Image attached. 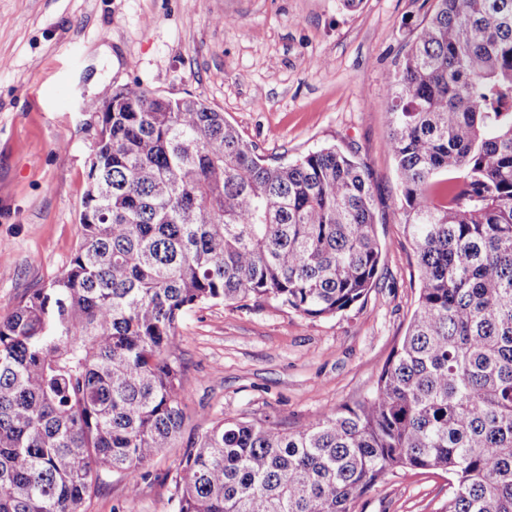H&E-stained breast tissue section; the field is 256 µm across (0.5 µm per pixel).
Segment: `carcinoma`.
I'll list each match as a JSON object with an SVG mask.
<instances>
[{"label":"carcinoma","mask_w":512,"mask_h":512,"mask_svg":"<svg viewBox=\"0 0 512 512\" xmlns=\"http://www.w3.org/2000/svg\"><path fill=\"white\" fill-rule=\"evenodd\" d=\"M386 145L420 282L375 392L290 430L223 418L187 446L176 512H351L443 470L442 512H512V0H435L388 75ZM70 267L0 319V512H84L137 482L186 415L182 317L268 302L329 317L376 286L364 164H269L204 101L112 95Z\"/></svg>","instance_id":"obj_1"}]
</instances>
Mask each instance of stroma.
Here are the masks:
<instances>
[{
    "mask_svg": "<svg viewBox=\"0 0 512 512\" xmlns=\"http://www.w3.org/2000/svg\"><path fill=\"white\" fill-rule=\"evenodd\" d=\"M433 0H0V318L60 277L81 240L80 214L101 115L137 82L220 110L268 163L336 147L375 186L384 244L378 283L332 317L272 304L204 305L174 342L186 365L176 447L130 484L108 477L85 512H174L187 447L225 417L296 428L369 397L415 308L413 246L381 103ZM448 476L394 471L352 512H440Z\"/></svg>",
    "mask_w": 512,
    "mask_h": 512,
    "instance_id": "1",
    "label": "stroma"
}]
</instances>
